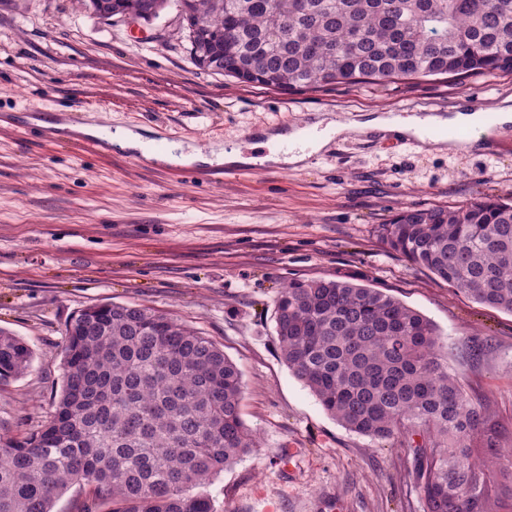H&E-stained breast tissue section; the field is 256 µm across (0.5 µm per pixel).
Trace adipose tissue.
Returning <instances> with one entry per match:
<instances>
[{
	"label": "adipose tissue",
	"instance_id": "adipose-tissue-1",
	"mask_svg": "<svg viewBox=\"0 0 512 512\" xmlns=\"http://www.w3.org/2000/svg\"><path fill=\"white\" fill-rule=\"evenodd\" d=\"M449 125L465 126L472 129L481 128L479 113L467 110L455 112L444 117L431 115L424 118L411 116L377 115L366 120L340 118L328 122L324 128H308L307 131H294L281 135L280 141L286 149L280 156V163L297 165L326 147L334 137L346 132L365 134L378 131L394 138H421L424 129L429 127H445Z\"/></svg>",
	"mask_w": 512,
	"mask_h": 512
}]
</instances>
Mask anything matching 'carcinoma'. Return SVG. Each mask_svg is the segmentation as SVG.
<instances>
[{"instance_id": "1", "label": "carcinoma", "mask_w": 512, "mask_h": 512, "mask_svg": "<svg viewBox=\"0 0 512 512\" xmlns=\"http://www.w3.org/2000/svg\"><path fill=\"white\" fill-rule=\"evenodd\" d=\"M106 18L175 7L192 62L296 91L512 73V0H80ZM380 240L467 298L512 314V201L402 208ZM280 355L346 429L413 454L425 512H512V448L491 405L448 370L434 323L376 288L293 280ZM32 348L0 330V380ZM63 385L34 432L0 437V512H52L76 485L104 512H215L200 492L259 448L242 374L195 329L109 303L65 324Z\"/></svg>"}]
</instances>
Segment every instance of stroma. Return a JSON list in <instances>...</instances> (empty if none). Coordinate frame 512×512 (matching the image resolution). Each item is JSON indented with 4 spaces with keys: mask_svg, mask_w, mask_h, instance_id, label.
<instances>
[{
    "mask_svg": "<svg viewBox=\"0 0 512 512\" xmlns=\"http://www.w3.org/2000/svg\"><path fill=\"white\" fill-rule=\"evenodd\" d=\"M512 99V74L455 84L253 86L197 68L175 8L106 22L77 0H0V329L29 371L0 382V435L34 431L63 381L66 321L103 303L170 314L241 370V416L260 446L204 486L216 512H423L412 455L345 429L282 361L280 286L326 277L390 294L436 325L449 371L489 400L512 446V314L435 281L377 237L408 205L512 197V125L458 154L418 139L344 133L303 164L272 136L340 113L449 115ZM149 131L157 145L235 144L250 165H163L73 144L74 127ZM488 340L474 353L473 340Z\"/></svg>",
    "mask_w": 512,
    "mask_h": 512,
    "instance_id": "stroma-1",
    "label": "stroma"
}]
</instances>
